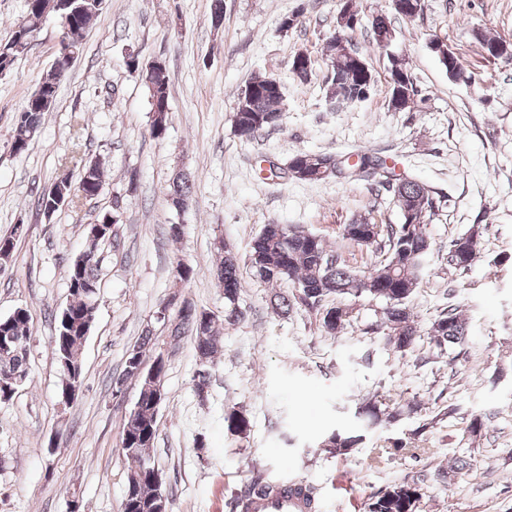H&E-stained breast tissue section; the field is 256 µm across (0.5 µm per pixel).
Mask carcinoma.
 <instances>
[{
    "label": "carcinoma",
    "mask_w": 512,
    "mask_h": 512,
    "mask_svg": "<svg viewBox=\"0 0 512 512\" xmlns=\"http://www.w3.org/2000/svg\"><path fill=\"white\" fill-rule=\"evenodd\" d=\"M105 0H27L26 16L15 27L10 40L0 44V76L7 74L17 59L27 53L30 34L39 29L43 21L54 15L65 21L62 33L68 45L81 52L80 37L90 23L98 17ZM332 78L325 80L326 89L336 95L354 93L357 87L372 89L375 83L372 71L349 77V83H337V70L340 67L336 36L328 42ZM75 58L67 57L54 62L53 70L26 98L16 116L11 148L15 152L27 150L37 134L44 113L50 109L57 96L62 78L67 74ZM269 78H257L247 84L254 88L253 95L246 90L238 94V102L233 113L234 131L246 139L256 138L263 130L277 125L280 119L278 104L282 93L267 88ZM149 104L153 108L149 134L155 139L165 137L168 130L170 110L169 75L166 62L156 68L152 87L148 88ZM297 161L309 160L312 165L299 176L301 181H320L323 176L317 170L319 164L336 162V157L322 153L299 152L291 156ZM193 179L191 173L182 169L172 174L169 181L170 200L189 199L192 196ZM105 181L102 175V160L87 161L82 166V174L77 183L63 177L52 188L41 193L36 206L44 214L50 215L60 207L59 201L79 204L92 201L102 195ZM397 207L407 205L410 214L402 216L399 224H372L371 236L360 235L367 222H352L340 227L341 236L354 246L374 249L375 264L367 271H359L350 266L338 251L328 247L324 238L286 224H266L254 238L248 265L261 282L280 286L289 283L295 286L291 294H276L270 300L272 308L281 315L289 314L298 306L315 316L322 332L335 337L342 333L355 319V309L347 306L343 314H336L338 306L327 301L331 297L359 298L363 295L384 302L380 319L366 328L369 334H378L385 345L392 350L404 353L411 349L421 337L419 323L414 320L409 306L411 296L419 285L431 242L426 233V221L433 214L434 200L425 185L408 179L401 183L395 199ZM120 214L116 210H101L95 224L99 235L91 238L93 248L79 255L68 270V290L72 302L60 312L51 314L54 322V355L63 374L61 394L68 393L83 384V344L95 321L98 309V296L102 275V258L98 246L106 244L117 236L116 228ZM486 226L473 224L456 239L451 241L448 250V265L464 273L474 264ZM218 250L222 254L216 265V277L224 290V321L238 322L245 318L239 306L241 280L240 266L232 249L220 241ZM169 345L176 346L185 336H191L199 360V369L194 376L198 393H204L208 386L210 364L222 343V333L217 327L215 315L197 306L188 299L183 300L175 313L168 317ZM469 337L467 319L453 306L440 311L428 331L429 343L438 347H448L453 351L463 347ZM31 338V315L26 308H17L11 314L0 317V404L10 402L19 387V381L28 375L27 346ZM150 332H145L142 343L136 352L128 354L123 377L137 378L140 393L137 410L129 414L121 428L120 445L124 456L131 461L122 512H157L161 507V495L154 482L155 465L147 459L157 433V414L165 399L163 380L166 374V361L163 355L155 356L148 371L154 373V381L145 385L144 377L136 371L133 360L146 356L151 344ZM421 403L415 399L393 402L381 406L369 401L356 408L355 417L369 426L389 424L401 416L415 413ZM457 413L449 406L426 418L413 436H421L423 431L434 428L445 419ZM227 429L243 433L249 427V420L243 412L232 410L224 417ZM487 428L485 419L473 414L466 422L464 434L472 439L482 436ZM365 436L335 430L321 439L319 445L328 452L346 456L359 447ZM418 445L400 441L392 448H378L372 461L408 450L414 451ZM478 458L465 453L454 459L450 469H439L435 477L443 482L462 480L476 466ZM422 480L411 479L396 482L371 497L368 512H417L422 499ZM277 490V486L257 474L241 488L231 503L233 512H249V501L253 497L267 495ZM288 491L302 497L308 512L317 508V488L306 482L302 485L290 484Z\"/></svg>",
    "instance_id": "obj_1"
}]
</instances>
